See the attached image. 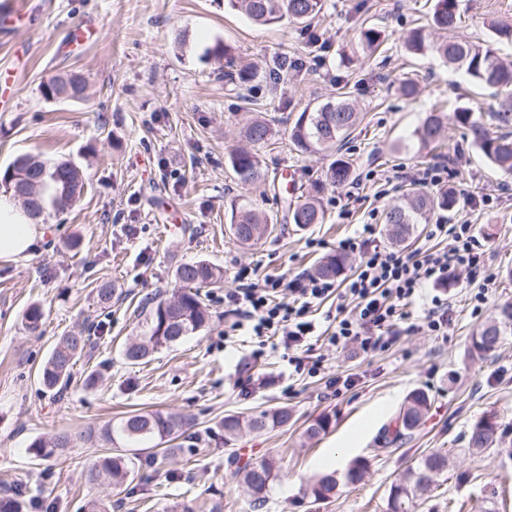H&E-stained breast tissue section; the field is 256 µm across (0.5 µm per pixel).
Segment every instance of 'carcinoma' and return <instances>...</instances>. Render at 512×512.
I'll return each mask as SVG.
<instances>
[{
  "instance_id": "carcinoma-1",
  "label": "carcinoma",
  "mask_w": 512,
  "mask_h": 512,
  "mask_svg": "<svg viewBox=\"0 0 512 512\" xmlns=\"http://www.w3.org/2000/svg\"><path fill=\"white\" fill-rule=\"evenodd\" d=\"M324 0H228L229 6L261 26H274L287 20L308 27L323 10ZM457 0H435L433 25L445 34L439 42L429 40L421 27L414 28L405 49L412 55L433 52L448 64L465 72L468 78L483 88H493L500 96L497 109L491 113L496 131L490 132L481 118L468 108H459L452 119L464 127L472 142L490 165L512 174V61H504L491 44L462 41L453 32L460 17ZM445 115L442 104L435 103L425 116L416 134L423 144L439 139ZM358 121V113L348 101V93L341 92L312 109L303 110L288 128V141L299 152H331L338 154L339 145L351 133ZM245 138L254 145H265L273 136V129L265 120L255 119L244 130ZM33 163L37 170L40 190L34 198L23 203V208L33 217H40L51 207L57 211L76 202L84 192L82 173L66 161L48 165L26 155L14 161L19 168ZM226 163L237 183L247 186L264 179V172L257 153L236 149L228 154ZM352 163L338 154L331 163L329 180L342 185L350 180ZM458 199L451 190L436 194L410 185L406 201L392 207L386 214V224L391 228V241L401 244L412 235L415 225L424 224L430 214L453 212ZM289 218L303 229L323 220V209L316 197L297 205ZM268 224V218L250 209L231 210V230L241 244H248L260 237ZM346 258L340 253L327 254L316 265L318 275L335 279L344 270ZM179 284L169 298L154 297L142 308L144 318L142 332L135 341L123 349L124 358L131 364H139L163 348H169L188 336L208 327L212 313L206 300L210 289L224 281V272L211 262L201 259L181 264L175 272ZM512 329V302L503 304L495 318L485 322L473 335L471 353L482 357L496 351L503 343L507 331ZM91 336L81 331L59 339L53 347L40 373V383L50 391L66 389L72 379L76 363L91 356ZM431 405L429 393L421 388L412 390L395 418L394 439L411 435L423 422ZM292 414L286 408L262 410L250 414L224 415L221 427L224 444L235 441L242 429L263 433L288 425ZM186 425L185 419L172 412L137 411L123 416L117 423L107 424L97 430L90 428L84 436L111 445L110 452L100 456L85 472L90 485H103L127 481L134 477L136 460L143 451L178 438ZM499 425L495 416L487 415L475 422L465 435L466 448L480 454L492 447ZM72 435L61 433L49 439L38 438L29 447L36 458L45 459L70 447ZM448 471V454L436 450L421 456L415 465L392 483L388 494V512H410L417 501L431 491L435 478ZM242 482L258 504L264 502L270 482L274 479V465L269 460L246 464L237 470ZM337 482L333 474L321 475L309 485L308 493L313 501L327 500L336 495Z\"/></svg>"
}]
</instances>
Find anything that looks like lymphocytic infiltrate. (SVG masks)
I'll return each mask as SVG.
<instances>
[{
  "label": "lymphocytic infiltrate",
  "mask_w": 512,
  "mask_h": 512,
  "mask_svg": "<svg viewBox=\"0 0 512 512\" xmlns=\"http://www.w3.org/2000/svg\"><path fill=\"white\" fill-rule=\"evenodd\" d=\"M376 234V225L365 224L356 237L342 241V250L357 254L359 262L339 281L302 272L286 281L260 283L253 268L239 267L235 288L224 294V305L234 316L230 331L261 338L264 345L282 350L295 373L310 375L320 371L310 352L323 338L340 349L357 345L369 356L388 350L404 334L447 335L446 299L433 296L417 316L407 308L421 298L423 288L444 286L459 273L472 275L483 269L484 253L474 226L436 221L431 235L446 239L448 246L435 251L387 248L377 243ZM338 291L345 301L336 308L334 324L320 328L311 309Z\"/></svg>",
  "instance_id": "1"
}]
</instances>
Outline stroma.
<instances>
[{
    "mask_svg": "<svg viewBox=\"0 0 512 512\" xmlns=\"http://www.w3.org/2000/svg\"><path fill=\"white\" fill-rule=\"evenodd\" d=\"M310 28L258 26L224 0H27L23 18L0 25V172L30 154L82 171V197L46 216V234L23 260L0 261V495L21 494L27 512H84L93 498L110 512H387L390 486L421 455L447 452L450 466L414 512H512V334L494 354H469L472 334L499 305L512 300V174L491 167L466 129L446 121L444 145L433 149L414 135L434 102L448 112H490L492 90L471 85L462 70L434 54L407 56L404 40L430 27L434 0H324ZM459 39H491L493 23L512 24V0H458ZM380 30L378 50L360 31ZM231 47L236 65L252 68L246 87L229 83L225 64L210 56L215 43ZM78 72L87 80L79 102H53L41 85ZM417 96L402 94L405 81ZM350 93L359 123L340 152L353 164L341 186L326 182L334 157L301 153L288 128L304 109ZM262 116L276 131L258 153L268 178L252 186L234 180L225 159L241 146V129ZM448 157L446 185L459 204L450 222L473 224L495 278L487 302L472 298L481 283L469 275L443 289L451 308L447 339L409 334L366 359L354 350L317 344L324 361L316 378L290 375L281 353L253 358V343L225 338L224 293L240 265L259 278L313 272L337 252L358 225L384 224L402 188L368 180L369 171L413 170ZM322 199L324 220L298 229L289 206L309 195ZM265 212L266 235L250 246L229 232L232 206ZM316 247H309V240ZM205 259L224 271V285L208 302L210 326L128 364L124 342L140 334L138 310L155 294L171 296L178 265ZM113 289L111 307L97 290ZM40 305L41 327L30 331L26 309ZM90 331L91 359L80 360L58 396L38 370L55 342ZM350 378L332 393L328 380ZM429 391L433 403L412 437L389 444L387 428L410 391ZM288 408V425L244 432L225 445V413ZM176 412L189 431L158 454H143L133 482L91 487L83 474L102 444L81 431L118 421L133 410ZM495 413L501 440L470 454L462 435ZM328 416L329 430L307 438L306 427ZM75 440L57 456L38 460L27 451L43 435ZM371 467L355 484L330 471V450ZM241 460H273L277 476L261 508H254L236 474ZM334 473V498L313 501L309 480Z\"/></svg>",
    "mask_w": 512,
    "mask_h": 512,
    "instance_id": "1",
    "label": "stroma"
}]
</instances>
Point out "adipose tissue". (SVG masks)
I'll use <instances>...</instances> for the list:
<instances>
[{
    "label": "adipose tissue",
    "instance_id": "adipose-tissue-1",
    "mask_svg": "<svg viewBox=\"0 0 512 512\" xmlns=\"http://www.w3.org/2000/svg\"><path fill=\"white\" fill-rule=\"evenodd\" d=\"M45 230L13 198L0 195V260L28 257Z\"/></svg>",
    "mask_w": 512,
    "mask_h": 512
}]
</instances>
